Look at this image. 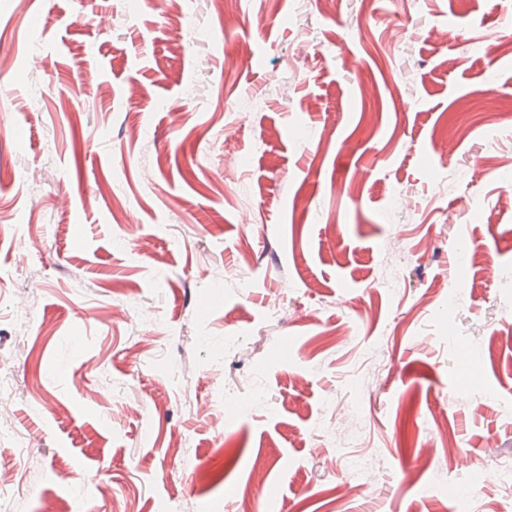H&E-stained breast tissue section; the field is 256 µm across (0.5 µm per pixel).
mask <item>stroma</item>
<instances>
[{
    "mask_svg": "<svg viewBox=\"0 0 512 512\" xmlns=\"http://www.w3.org/2000/svg\"><path fill=\"white\" fill-rule=\"evenodd\" d=\"M236 6L0 0L9 512H506L512 0Z\"/></svg>",
    "mask_w": 512,
    "mask_h": 512,
    "instance_id": "1",
    "label": "stroma"
}]
</instances>
